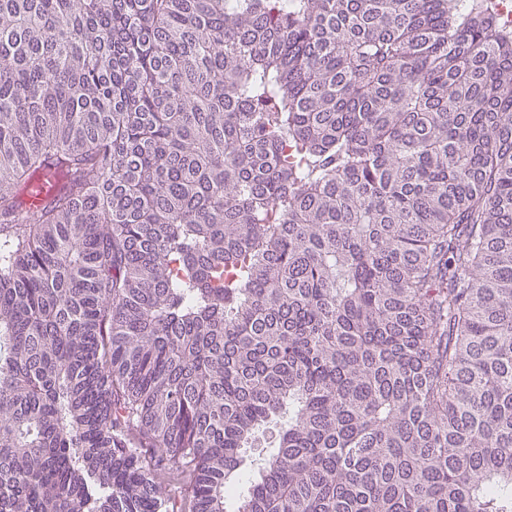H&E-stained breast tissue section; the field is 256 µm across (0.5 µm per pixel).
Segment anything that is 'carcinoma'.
I'll return each mask as SVG.
<instances>
[{
	"label": "carcinoma",
	"mask_w": 512,
	"mask_h": 512,
	"mask_svg": "<svg viewBox=\"0 0 512 512\" xmlns=\"http://www.w3.org/2000/svg\"><path fill=\"white\" fill-rule=\"evenodd\" d=\"M233 495L512 512L492 0H0V512ZM55 180L44 176L36 181L26 194L27 206L32 213H36L46 202L55 188Z\"/></svg>",
	"instance_id": "obj_1"
}]
</instances>
